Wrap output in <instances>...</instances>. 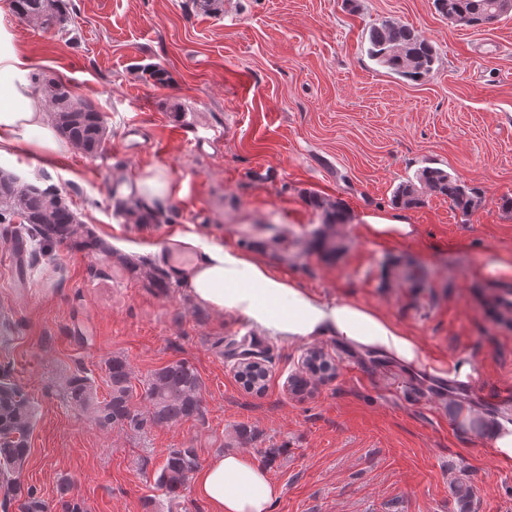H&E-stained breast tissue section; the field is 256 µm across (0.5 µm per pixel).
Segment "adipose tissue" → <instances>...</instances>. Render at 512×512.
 <instances>
[{"label":"adipose tissue","mask_w":512,"mask_h":512,"mask_svg":"<svg viewBox=\"0 0 512 512\" xmlns=\"http://www.w3.org/2000/svg\"><path fill=\"white\" fill-rule=\"evenodd\" d=\"M62 150L32 70L18 52L10 27L0 20V158L19 151L52 157ZM123 193L136 198L144 213L153 214L171 202L174 188L168 169L152 165L138 171ZM181 242L195 255L187 280L199 304L234 314L282 341L331 336L346 348L420 366L417 342L376 309L349 299L322 298L274 272L258 254L197 234ZM194 491L212 512H272L281 495L265 470L239 453L215 457L197 471Z\"/></svg>","instance_id":"adipose-tissue-1"}]
</instances>
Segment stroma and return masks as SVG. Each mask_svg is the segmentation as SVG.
<instances>
[{"label":"stroma","instance_id":"35a3bbf8","mask_svg":"<svg viewBox=\"0 0 512 512\" xmlns=\"http://www.w3.org/2000/svg\"><path fill=\"white\" fill-rule=\"evenodd\" d=\"M60 26L4 18L41 78L65 82L107 126L103 150L18 153L0 170L61 192L108 252L26 241L24 287L0 264V372L38 406L20 476L63 512L60 485L84 512H169L154 485L173 448L200 462L228 452L261 465L282 490L273 512H512V464L499 462L466 412L499 414L512 387V322L490 311L512 265V13L466 27L433 0H74ZM393 20L431 41L423 80L379 67L364 36ZM162 69L164 83L149 77ZM482 192L464 214L431 195L404 210L412 233L374 237L362 217L394 211L397 184L425 165ZM170 172L174 200L135 224L119 189L143 167ZM340 202L328 227L311 197ZM195 233L260 254L326 299L376 308L418 342L414 369L326 336L261 337L263 391L237 379L243 320L196 303L169 270ZM335 252L322 249L321 236ZM322 349L332 378L293 394L291 375ZM125 358L134 386L176 361L202 378L199 418L140 432L103 429L64 398L79 372L107 397L104 363ZM472 363L469 382L451 374ZM470 492L461 505L457 488Z\"/></svg>","mask_w":512,"mask_h":512}]
</instances>
